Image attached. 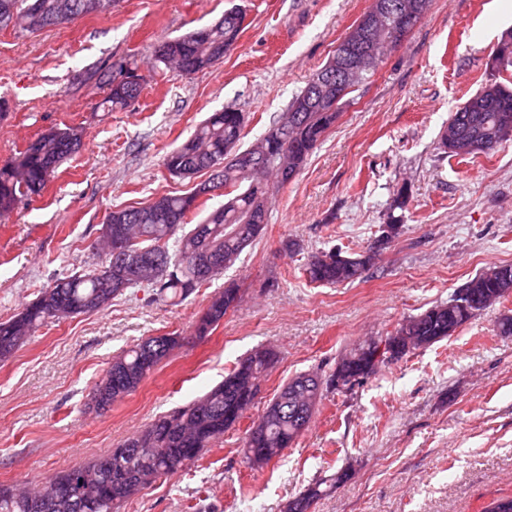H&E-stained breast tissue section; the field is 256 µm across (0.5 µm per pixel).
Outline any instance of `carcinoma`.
Here are the masks:
<instances>
[{
    "label": "carcinoma",
    "instance_id": "obj_1",
    "mask_svg": "<svg viewBox=\"0 0 512 512\" xmlns=\"http://www.w3.org/2000/svg\"><path fill=\"white\" fill-rule=\"evenodd\" d=\"M115 2L11 0L12 14L5 17L0 13V29L11 28L32 35L86 16L108 14ZM242 22V13L235 8L226 11L220 23L162 42L151 69L163 66L189 76L212 67L234 47ZM119 71L138 78L139 82L118 83L115 72L102 74L108 87L105 103L112 111L124 109L137 100L147 81V76L137 73V67L126 61L119 64ZM491 101L512 112V87L498 82L485 85L463 103L467 111L458 109L451 115L448 128L457 129L463 139L477 142L495 138L489 147L493 152L508 136L499 129L502 113L489 109ZM292 114L303 120L293 129L291 139L282 140L278 136L279 126ZM339 116L340 110L331 104H312L307 90H302L289 104L288 112L271 123L256 143L268 156L266 167L256 173L241 172L229 161L231 155L242 152L245 113L226 109L201 122L185 142L166 155L164 165L171 175L192 180L207 174L213 159H224V201L209 207L192 190L162 195L145 206L110 211L109 223L120 224L123 234L133 241L134 249L149 253L157 247L164 248L158 273L131 287L148 289L155 302L176 304L234 266L243 253L240 241H256L263 224L268 222L274 190L298 174ZM82 136L77 127L49 130L37 138V146L0 168V212L40 195L61 163L79 149ZM197 210L206 212L200 220L205 225L201 239L193 235L197 225L187 222L188 216ZM204 243L221 257V265L211 272H203L195 264L196 251ZM357 257V253L344 255L334 247L319 250L308 256L306 272L310 281L319 285L353 282L365 274L357 269ZM111 263L108 259L100 268L55 281L42 289L36 301L1 321L0 362L13 357L39 326L67 317L65 310L73 309L77 316L96 312L124 295L123 289L105 287L103 274ZM498 269V265L490 266L467 282L477 293L469 308L483 311L504 298L499 289L512 290V276L501 279ZM240 299V289L235 286L214 295L196 320L194 336L202 339L210 335ZM468 321L467 317L454 319L448 313V305L438 304L402 323L395 335L415 336L418 348H428L450 337L448 331ZM182 343L183 338L173 334L141 340L112 360V367H121V372H106L96 389L112 392L114 402L124 398L146 378L149 350H154L156 367ZM275 360L276 354L269 349L248 355L229 370L224 381L191 403L156 417L110 453L57 472L40 490L0 486V512H117L142 487L185 468L213 441L235 427L257 399V380ZM330 389H336L334 374L317 371L300 373L283 384L264 412L246 429L242 440L244 458L250 459L253 448L290 447L303 432L295 413L316 407ZM321 494L317 485L307 488L288 502L287 512H308Z\"/></svg>",
    "mask_w": 512,
    "mask_h": 512
}]
</instances>
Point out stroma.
I'll use <instances>...</instances> for the list:
<instances>
[{
	"label": "stroma",
	"instance_id": "stroma-1",
	"mask_svg": "<svg viewBox=\"0 0 512 512\" xmlns=\"http://www.w3.org/2000/svg\"><path fill=\"white\" fill-rule=\"evenodd\" d=\"M370 4L118 0L111 14L34 35L0 30V163L49 130L84 132L41 196L0 215V320L56 280L104 262L89 246L109 211L190 190L163 158L211 113L245 112L241 144H254ZM233 7L243 23L223 62L187 78L158 71L128 108L104 111L100 72L121 60L147 71L161 41ZM509 29L512 10L493 0H430L400 47L344 98L336 124L274 195L267 224L233 268L175 306L128 289L104 310L39 328L0 362V486L35 488L107 453L269 347L277 360L245 418L120 512H284L320 480L326 492L312 512H483L511 495L512 336L495 335L494 322L512 315V297L350 389L325 392L309 427L263 469L248 468L242 452L245 430L289 378L331 372L360 341L450 301L487 267L512 264V139L466 165L438 148L457 107L487 83L512 81V67H490ZM403 187L408 199L398 208ZM393 216L402 232L362 279L308 280L311 252L363 251ZM287 240L298 250H284ZM231 285L240 306L194 338L210 298ZM166 333L187 342L107 412L88 409L113 357ZM342 471L348 479L337 480Z\"/></svg>",
	"mask_w": 512,
	"mask_h": 512
}]
</instances>
